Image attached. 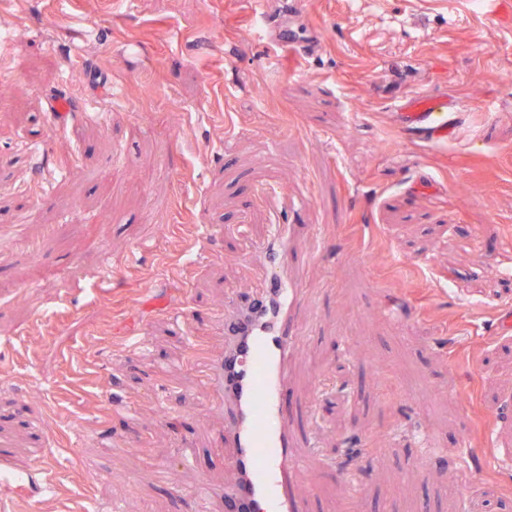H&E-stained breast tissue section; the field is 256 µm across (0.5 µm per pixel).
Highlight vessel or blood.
<instances>
[{
	"label": "vessel or blood",
	"mask_w": 512,
	"mask_h": 512,
	"mask_svg": "<svg viewBox=\"0 0 512 512\" xmlns=\"http://www.w3.org/2000/svg\"><path fill=\"white\" fill-rule=\"evenodd\" d=\"M392 123L402 135L427 145L447 143L455 125L447 96L419 92L394 106ZM261 256L260 295L224 306V351L206 375L219 394L224 429L218 439L235 481L224 490L226 512H306L293 489L292 472L302 458L287 404L292 353L301 339L294 326L305 304L298 268L289 253L288 225L273 224L253 247ZM49 464L15 465L0 448V512H44L42 493L51 488Z\"/></svg>",
	"instance_id": "vessel-or-blood-1"
}]
</instances>
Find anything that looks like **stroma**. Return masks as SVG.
I'll return each instance as SVG.
<instances>
[{
    "label": "stroma",
    "instance_id": "stroma-1",
    "mask_svg": "<svg viewBox=\"0 0 512 512\" xmlns=\"http://www.w3.org/2000/svg\"><path fill=\"white\" fill-rule=\"evenodd\" d=\"M8 2L0 443L18 463H54L83 512H188L175 491L202 476L224 512L193 344L220 354L216 313L258 288L243 254L272 188L306 200L289 402L308 512H344L351 470L364 512H512V0ZM419 89L459 104L447 144L394 131ZM103 386L142 399L135 419L95 408Z\"/></svg>",
    "mask_w": 512,
    "mask_h": 512
}]
</instances>
